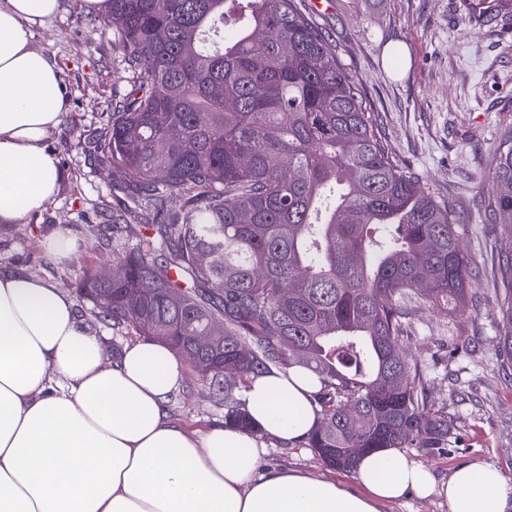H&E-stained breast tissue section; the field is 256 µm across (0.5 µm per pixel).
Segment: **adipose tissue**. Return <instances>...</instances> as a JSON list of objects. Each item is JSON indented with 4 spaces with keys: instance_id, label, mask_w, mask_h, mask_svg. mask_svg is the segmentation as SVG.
Returning <instances> with one entry per match:
<instances>
[{
    "instance_id": "adipose-tissue-1",
    "label": "adipose tissue",
    "mask_w": 512,
    "mask_h": 512,
    "mask_svg": "<svg viewBox=\"0 0 512 512\" xmlns=\"http://www.w3.org/2000/svg\"><path fill=\"white\" fill-rule=\"evenodd\" d=\"M59 9L60 0H0V224L40 211L58 190L47 139L65 100L31 27ZM182 380L164 344L142 339L109 360L67 291L0 269V512H383L410 492L448 512H512V484L489 463L444 479L401 449L380 448L359 461L358 492L262 467L267 440L297 447L316 423L319 382L308 369L251 380L254 433L174 421L167 402Z\"/></svg>"
}]
</instances>
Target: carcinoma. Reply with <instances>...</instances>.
Instances as JSON below:
<instances>
[{"label": "carcinoma", "instance_id": "carcinoma-1", "mask_svg": "<svg viewBox=\"0 0 512 512\" xmlns=\"http://www.w3.org/2000/svg\"><path fill=\"white\" fill-rule=\"evenodd\" d=\"M130 71L94 141L147 232L111 284L78 294L175 354L254 429L243 392L276 368L314 372L308 446L351 473L378 448L448 444L423 365L399 355L410 293L464 306L460 221L397 163L358 84L297 0H112ZM501 225L498 349L512 356V129L487 168ZM197 336H212L198 346ZM224 366V375L216 367Z\"/></svg>", "mask_w": 512, "mask_h": 512}]
</instances>
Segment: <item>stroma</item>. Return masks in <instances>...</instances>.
<instances>
[{"label":"stroma","mask_w":512,"mask_h":512,"mask_svg":"<svg viewBox=\"0 0 512 512\" xmlns=\"http://www.w3.org/2000/svg\"><path fill=\"white\" fill-rule=\"evenodd\" d=\"M60 2L55 17L32 27L34 48L55 60L64 87L66 110L48 139L59 158V189L40 213L0 228V268H22L71 290L132 245L112 235V214L122 211L120 176L93 156L108 105L129 84L112 45L111 12L86 13L84 0ZM302 7L359 83L393 157L459 215L472 258L465 308L447 315L425 302L404 308L403 348L421 360L431 400L446 407L451 423L447 446L422 462L440 477L460 464L492 463L512 480V364L496 349V227L486 211V166L501 130L512 125V21L475 22L465 0H329L321 11L304 0ZM61 231L79 253L56 262L40 241ZM77 305L108 350L139 341L91 302ZM168 409L199 432L224 418L221 396L189 369ZM262 464L327 471L305 445L269 444Z\"/></svg>","instance_id":"obj_1"}]
</instances>
